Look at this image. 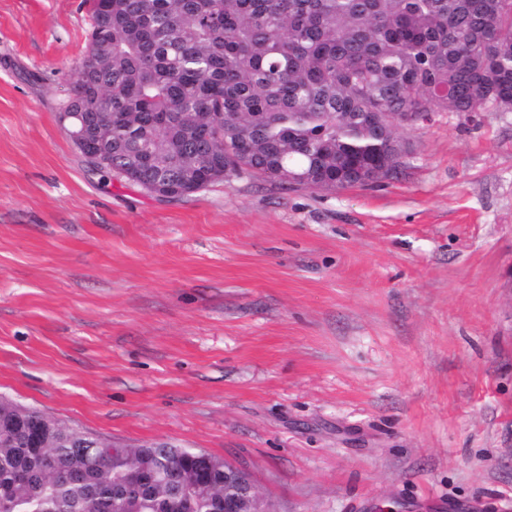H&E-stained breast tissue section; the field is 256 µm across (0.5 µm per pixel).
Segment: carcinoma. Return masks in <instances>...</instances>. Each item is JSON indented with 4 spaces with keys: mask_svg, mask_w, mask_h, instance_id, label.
<instances>
[{
    "mask_svg": "<svg viewBox=\"0 0 512 512\" xmlns=\"http://www.w3.org/2000/svg\"><path fill=\"white\" fill-rule=\"evenodd\" d=\"M109 2L102 16L92 0L70 99L100 96L87 122L112 127V167L147 159L160 182L363 185L399 173L408 112H512V0ZM224 465L164 441L117 448L0 396V512H215Z\"/></svg>",
    "mask_w": 512,
    "mask_h": 512,
    "instance_id": "1",
    "label": "carcinoma"
}]
</instances>
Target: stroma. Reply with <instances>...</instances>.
I'll use <instances>...</instances> for the list:
<instances>
[{"label": "stroma", "mask_w": 512, "mask_h": 512, "mask_svg": "<svg viewBox=\"0 0 512 512\" xmlns=\"http://www.w3.org/2000/svg\"><path fill=\"white\" fill-rule=\"evenodd\" d=\"M88 0H0V395L245 469L272 512H512V112L398 176L156 199L57 114Z\"/></svg>", "instance_id": "1"}]
</instances>
